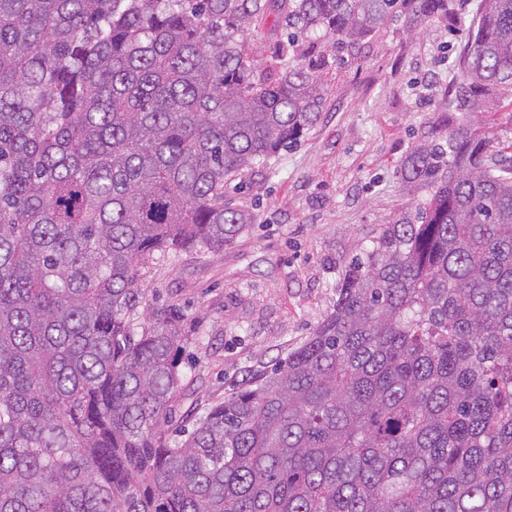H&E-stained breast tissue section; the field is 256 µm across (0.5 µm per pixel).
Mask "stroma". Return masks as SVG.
I'll return each mask as SVG.
<instances>
[{"instance_id": "obj_1", "label": "stroma", "mask_w": 512, "mask_h": 512, "mask_svg": "<svg viewBox=\"0 0 512 512\" xmlns=\"http://www.w3.org/2000/svg\"><path fill=\"white\" fill-rule=\"evenodd\" d=\"M284 36L274 17L251 24L257 66ZM466 40L437 21L414 31L391 24L360 58L330 71L321 117L298 145L225 185V199L254 212L255 224L223 250L157 255L142 266L146 303L176 306L188 338L169 432L191 428L248 374L270 370L333 310L345 264L371 247L380 225L427 198L396 169L434 120L512 143L511 108L448 109Z\"/></svg>"}]
</instances>
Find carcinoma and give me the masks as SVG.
Wrapping results in <instances>:
<instances>
[{
	"instance_id": "carcinoma-1",
	"label": "carcinoma",
	"mask_w": 512,
	"mask_h": 512,
	"mask_svg": "<svg viewBox=\"0 0 512 512\" xmlns=\"http://www.w3.org/2000/svg\"><path fill=\"white\" fill-rule=\"evenodd\" d=\"M284 17L278 68L250 60ZM448 0H0V512H512V145L437 121L429 196L351 260L273 372L164 425L182 317L140 265L255 223L224 184L300 142L333 64ZM454 112L512 107V0H480ZM281 19L275 21V16L258 18L247 33V44L251 50V56L259 69L271 59L278 40L286 39L285 31L281 27Z\"/></svg>"
}]
</instances>
